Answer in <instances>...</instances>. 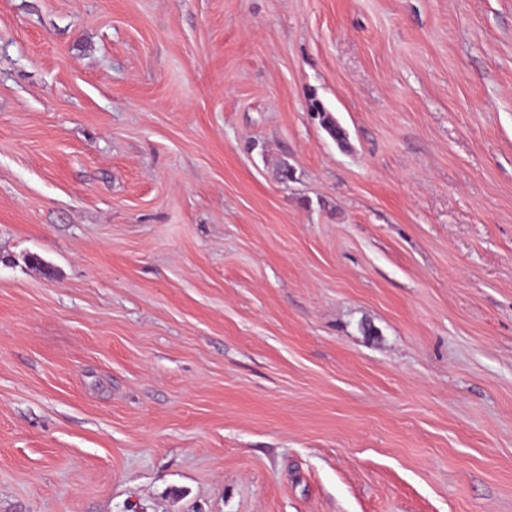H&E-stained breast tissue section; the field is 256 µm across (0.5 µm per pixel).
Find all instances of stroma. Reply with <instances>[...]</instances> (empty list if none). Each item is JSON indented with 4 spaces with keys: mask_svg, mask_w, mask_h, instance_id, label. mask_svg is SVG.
Segmentation results:
<instances>
[{
    "mask_svg": "<svg viewBox=\"0 0 512 512\" xmlns=\"http://www.w3.org/2000/svg\"><path fill=\"white\" fill-rule=\"evenodd\" d=\"M0 512H512V0H0Z\"/></svg>",
    "mask_w": 512,
    "mask_h": 512,
    "instance_id": "35a3bbf8",
    "label": "stroma"
}]
</instances>
